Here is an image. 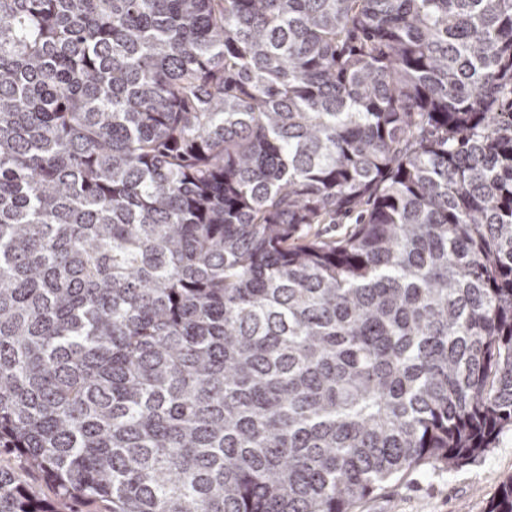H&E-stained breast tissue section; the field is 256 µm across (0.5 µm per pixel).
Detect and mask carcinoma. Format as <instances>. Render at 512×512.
I'll use <instances>...</instances> for the list:
<instances>
[{"label": "carcinoma", "instance_id": "1", "mask_svg": "<svg viewBox=\"0 0 512 512\" xmlns=\"http://www.w3.org/2000/svg\"><path fill=\"white\" fill-rule=\"evenodd\" d=\"M506 429L512 0H0V512H355ZM0 465L12 468L19 482L35 497L50 500L53 492L44 478L31 469H28L23 459L17 455H3L0 457Z\"/></svg>", "mask_w": 512, "mask_h": 512}]
</instances>
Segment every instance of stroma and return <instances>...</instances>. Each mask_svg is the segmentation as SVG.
I'll return each instance as SVG.
<instances>
[{
	"instance_id": "1",
	"label": "stroma",
	"mask_w": 512,
	"mask_h": 512,
	"mask_svg": "<svg viewBox=\"0 0 512 512\" xmlns=\"http://www.w3.org/2000/svg\"><path fill=\"white\" fill-rule=\"evenodd\" d=\"M512 478V430L493 448L450 471L423 466L387 482L360 501L356 512H487L501 483Z\"/></svg>"
}]
</instances>
